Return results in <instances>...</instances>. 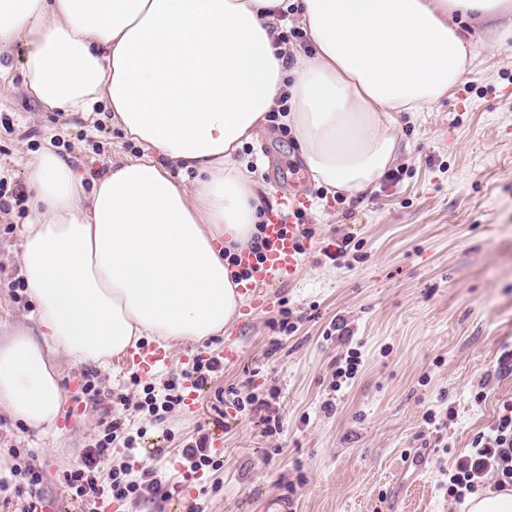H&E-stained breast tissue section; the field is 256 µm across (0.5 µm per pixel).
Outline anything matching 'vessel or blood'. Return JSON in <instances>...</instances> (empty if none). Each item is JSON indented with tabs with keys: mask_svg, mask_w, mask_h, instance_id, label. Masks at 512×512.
<instances>
[{
	"mask_svg": "<svg viewBox=\"0 0 512 512\" xmlns=\"http://www.w3.org/2000/svg\"><path fill=\"white\" fill-rule=\"evenodd\" d=\"M267 246L263 259L250 254L240 257L242 267L247 268L251 276L245 282L243 291L250 296H258L260 288L266 287L267 275H275L284 282L291 281L296 275L300 253L297 248V229L295 225L270 224L266 227ZM171 358L168 347H153L138 353L122 357L121 367L150 373L167 366Z\"/></svg>",
	"mask_w": 512,
	"mask_h": 512,
	"instance_id": "obj_1",
	"label": "vessel or blood"
}]
</instances>
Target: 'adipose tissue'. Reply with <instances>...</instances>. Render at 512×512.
Here are the masks:
<instances>
[{"label":"adipose tissue","mask_w":512,"mask_h":512,"mask_svg":"<svg viewBox=\"0 0 512 512\" xmlns=\"http://www.w3.org/2000/svg\"><path fill=\"white\" fill-rule=\"evenodd\" d=\"M291 7L311 54L280 39ZM460 18L512 45V0H0L29 94L87 120L104 104L141 148L89 191L53 151L28 162L18 262L37 309L0 339V409L44 434L65 403L56 356L105 366L145 337L223 335L243 301L224 251L250 245L264 190L244 144L287 100L316 184L367 191L398 158L395 113L469 72Z\"/></svg>","instance_id":"obj_1"}]
</instances>
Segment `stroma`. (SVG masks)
I'll use <instances>...</instances> for the list:
<instances>
[{
  "label": "stroma",
  "mask_w": 512,
  "mask_h": 512,
  "mask_svg": "<svg viewBox=\"0 0 512 512\" xmlns=\"http://www.w3.org/2000/svg\"><path fill=\"white\" fill-rule=\"evenodd\" d=\"M16 44L0 55V166L11 177L0 199V314L22 321L35 303L20 288L18 227L25 223L28 162L45 148L93 184L122 154H139L112 114L94 127L44 107L24 90ZM399 182L380 179L364 193L321 192L308 182L303 216L312 231L294 281L273 284L269 306L245 299L223 335L173 343L167 368L144 375L162 385L194 358L238 350L235 364L160 425H146L136 453L153 458L162 480L202 512H464L444 483L477 433L512 406V49L492 33L476 38L464 81L422 112L397 114ZM241 158L268 190L264 216L284 211L287 170L303 162L292 130L272 122ZM353 245L333 258L338 240ZM358 349L349 387L336 389V359ZM66 395L57 432L34 434L0 410V448L19 450L39 472L42 512H82L63 488V472L89 450L102 422L144 425L119 404L137 397L129 372L61 360ZM100 395L89 402L86 381ZM268 399V413L225 408L217 391ZM455 417L434 430L427 411ZM224 427V465L184 481L176 446L197 426Z\"/></svg>",
  "instance_id": "35a3bbf8"
}]
</instances>
